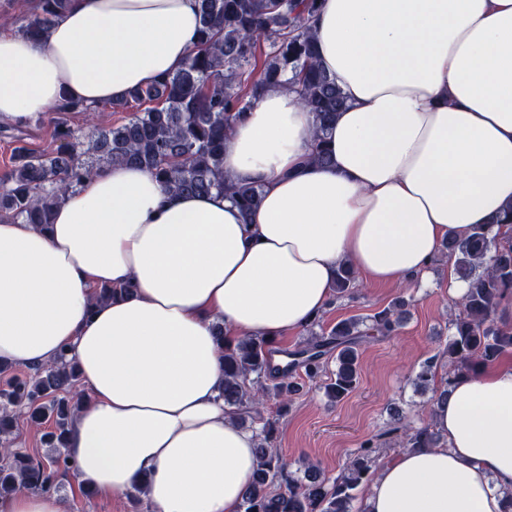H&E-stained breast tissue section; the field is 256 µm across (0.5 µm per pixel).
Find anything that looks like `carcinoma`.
<instances>
[{"label":"carcinoma","mask_w":512,"mask_h":512,"mask_svg":"<svg viewBox=\"0 0 512 512\" xmlns=\"http://www.w3.org/2000/svg\"><path fill=\"white\" fill-rule=\"evenodd\" d=\"M71 0H36L35 12L17 32L40 41L69 9ZM198 43L181 68L158 82L131 90L120 101L87 106L67 100L54 117L36 124L53 125L56 148L36 152L15 135L11 165L0 174V221L21 220L44 227L67 191L87 176L118 162L149 169L169 191L187 194L219 192L236 204L244 218L259 207V184H236L224 178V141L236 121L270 85L298 94L316 119L309 160H330L326 130L347 98L336 80L317 61L312 23L318 0H199ZM99 111L127 112L116 127H97L84 133L67 116ZM495 226L512 227V207L488 224H478L463 239L448 238L443 246L454 260L456 279L466 283L461 311L451 319V334L442 355L448 382L475 373L512 351V327L497 318L500 300L512 294V241L492 233ZM358 276L349 266L338 270L335 293L349 295ZM401 298L368 317L338 321L329 331L307 325L308 337L291 353L292 368L273 385L265 353L271 341L244 337L232 345L224 328L216 336L224 342V406L241 416L258 411L270 397L284 400L300 392L294 369L314 378L336 357V370L325 385L328 398L340 402L359 382V346L366 337L390 336L408 314ZM83 399L76 365L62 352L50 364L24 373L0 361V498L21 489L52 493L55 477L74 470L64 451L65 435ZM42 432V442L54 449L36 457L15 447L19 421ZM393 431L401 433L400 447L429 448L439 443L430 426H413L402 413ZM275 422L256 431L259 467L241 504V512H351L354 491L366 481L378 458L369 439L349 458L335 479L316 474L292 479L274 444Z\"/></svg>","instance_id":"carcinoma-1"}]
</instances>
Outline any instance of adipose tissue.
Wrapping results in <instances>:
<instances>
[{
    "instance_id": "ef3b65f1",
    "label": "adipose tissue",
    "mask_w": 512,
    "mask_h": 512,
    "mask_svg": "<svg viewBox=\"0 0 512 512\" xmlns=\"http://www.w3.org/2000/svg\"><path fill=\"white\" fill-rule=\"evenodd\" d=\"M199 21L198 0H72L45 40L0 30V125L174 72ZM313 32L347 98L332 161L308 163L314 114L269 87L224 143L226 179L264 188L250 218L115 164L46 228L0 222V358L78 365L65 451L102 496L140 487L153 512H239L257 439L224 408L213 325L279 340L322 313L341 264L407 284L449 235L512 206V0H323ZM429 418L440 443L387 459L364 512H506L512 364L455 378Z\"/></svg>"
}]
</instances>
